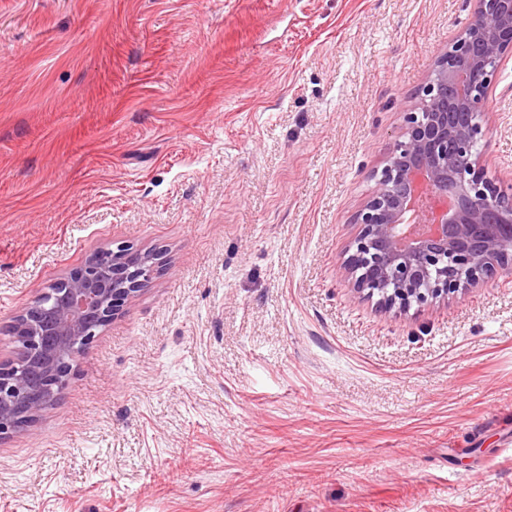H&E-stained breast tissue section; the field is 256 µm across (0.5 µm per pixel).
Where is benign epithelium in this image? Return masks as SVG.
Segmentation results:
<instances>
[{
  "instance_id": "benign-epithelium-1",
  "label": "benign epithelium",
  "mask_w": 512,
  "mask_h": 512,
  "mask_svg": "<svg viewBox=\"0 0 512 512\" xmlns=\"http://www.w3.org/2000/svg\"><path fill=\"white\" fill-rule=\"evenodd\" d=\"M469 24L437 58L403 113L378 187L356 215L342 273L383 313L445 301L512 266V189L486 176L476 144L498 68L512 57V0H471ZM158 271L156 257L99 250L34 295L31 327L0 362V436L31 424L57 398L101 326Z\"/></svg>"
}]
</instances>
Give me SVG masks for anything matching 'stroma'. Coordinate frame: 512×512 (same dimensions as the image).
Here are the masks:
<instances>
[{
  "instance_id": "obj_1",
  "label": "stroma",
  "mask_w": 512,
  "mask_h": 512,
  "mask_svg": "<svg viewBox=\"0 0 512 512\" xmlns=\"http://www.w3.org/2000/svg\"><path fill=\"white\" fill-rule=\"evenodd\" d=\"M469 0H0V360L100 249L162 266L0 436V512H512V269L340 270ZM481 157L512 184V61Z\"/></svg>"
}]
</instances>
